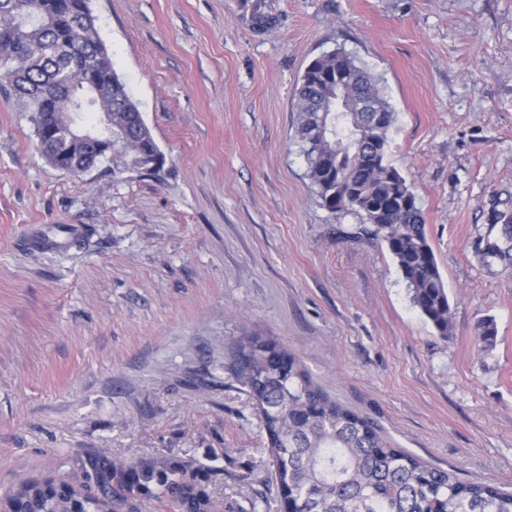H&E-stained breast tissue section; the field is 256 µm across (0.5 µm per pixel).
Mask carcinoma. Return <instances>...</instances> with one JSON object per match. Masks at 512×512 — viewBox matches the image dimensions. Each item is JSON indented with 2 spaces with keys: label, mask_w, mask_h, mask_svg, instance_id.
<instances>
[{
  "label": "carcinoma",
  "mask_w": 512,
  "mask_h": 512,
  "mask_svg": "<svg viewBox=\"0 0 512 512\" xmlns=\"http://www.w3.org/2000/svg\"><path fill=\"white\" fill-rule=\"evenodd\" d=\"M85 2L0 0V86H9L13 104L31 113L32 122L48 125L92 82L103 98L78 108L82 120L100 127L112 114V127L128 138L112 159L139 171V151L157 144L116 74ZM252 24L263 34L275 18L258 9ZM295 97L298 144L320 206L337 217L359 216L358 236L385 246L412 305L439 336H450L448 289L422 211L388 159L395 113L378 79L350 53L336 49L307 66ZM317 126L325 132L314 142ZM475 252L512 270V211L494 214L488 233L476 239ZM495 339L493 320L478 324L480 343L491 347ZM261 340L241 338L234 371L262 408L276 454L274 480L288 489L291 512H512V492L463 481L394 446L374 422L331 400L288 349L276 344L270 355L258 352ZM83 478L95 479L100 492L74 482L35 480L20 485L11 500L16 512H69L75 505L80 512H114V501L136 487L175 512H211L206 488L186 479L180 466H108L94 459Z\"/></svg>",
  "instance_id": "obj_1"
}]
</instances>
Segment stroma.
I'll return each mask as SVG.
<instances>
[{"mask_svg": "<svg viewBox=\"0 0 512 512\" xmlns=\"http://www.w3.org/2000/svg\"><path fill=\"white\" fill-rule=\"evenodd\" d=\"M276 18L267 34L251 17ZM164 156L75 178L0 88V506L88 458L182 464L213 512H280L252 335L461 480L512 490V273L474 242L512 203V0H91ZM352 53L396 113L451 303L441 337L361 219L322 208L295 138L310 62ZM493 318L497 338L479 346Z\"/></svg>", "mask_w": 512, "mask_h": 512, "instance_id": "stroma-1", "label": "stroma"}]
</instances>
